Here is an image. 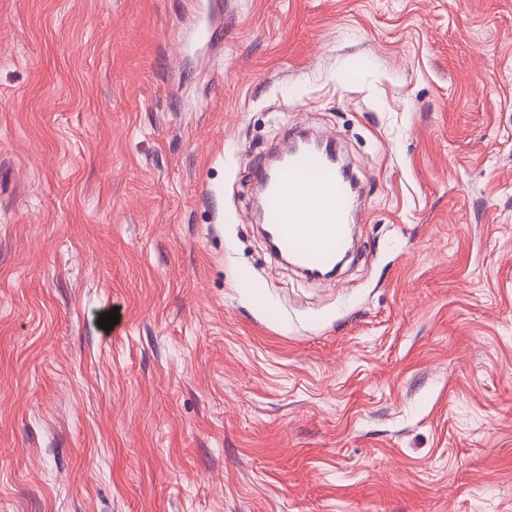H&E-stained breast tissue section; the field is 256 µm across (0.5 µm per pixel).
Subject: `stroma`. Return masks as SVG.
Wrapping results in <instances>:
<instances>
[{
	"instance_id": "stroma-1",
	"label": "stroma",
	"mask_w": 512,
	"mask_h": 512,
	"mask_svg": "<svg viewBox=\"0 0 512 512\" xmlns=\"http://www.w3.org/2000/svg\"><path fill=\"white\" fill-rule=\"evenodd\" d=\"M224 2L0 0V512H512V0ZM300 126L326 281L253 220ZM303 139H289L290 146L278 154L283 162L274 170L265 160H252V167L263 196L275 205L263 221L279 257L292 258L309 274L336 267L362 211L350 176L336 162V146L327 141L331 147L315 143L293 149Z\"/></svg>"
}]
</instances>
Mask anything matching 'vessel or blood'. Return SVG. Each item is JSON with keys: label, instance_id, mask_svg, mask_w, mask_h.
Returning a JSON list of instances; mask_svg holds the SVG:
<instances>
[{"label": "vessel or blood", "instance_id": "b4317fda", "mask_svg": "<svg viewBox=\"0 0 512 512\" xmlns=\"http://www.w3.org/2000/svg\"><path fill=\"white\" fill-rule=\"evenodd\" d=\"M254 178L274 209L264 222L280 256L304 272L335 267L362 211L350 176L336 162L335 147L287 149L275 169L253 164Z\"/></svg>", "mask_w": 512, "mask_h": 512}]
</instances>
